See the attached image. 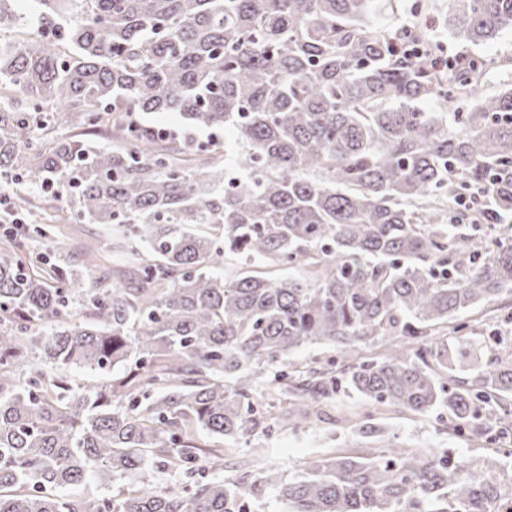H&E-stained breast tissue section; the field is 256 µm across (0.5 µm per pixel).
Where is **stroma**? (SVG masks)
Segmentation results:
<instances>
[{
	"mask_svg": "<svg viewBox=\"0 0 512 512\" xmlns=\"http://www.w3.org/2000/svg\"><path fill=\"white\" fill-rule=\"evenodd\" d=\"M428 19L431 34L440 41L449 56H479L503 62L512 58V31L501 33L486 44L475 46L451 33L448 27V0H403L398 12L380 9L372 22L383 30ZM503 308L496 317L487 318L486 306L475 307L462 319L464 327L449 332V348L469 347L480 363H488L489 337L512 338V295H502ZM320 421L286 427L277 423L262 434H243L225 451L224 478L253 481L262 469L275 470L288 478L304 471L315 459L327 455L381 457L388 449L412 452L445 453L480 464L485 457L496 458L493 476L502 487L512 489V438L493 435L474 436L450 433L451 417L441 408L424 415L383 409L357 395L341 391L328 399Z\"/></svg>",
	"mask_w": 512,
	"mask_h": 512,
	"instance_id": "1",
	"label": "stroma"
}]
</instances>
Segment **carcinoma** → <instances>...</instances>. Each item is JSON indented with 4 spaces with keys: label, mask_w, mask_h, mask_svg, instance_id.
Returning a JSON list of instances; mask_svg holds the SVG:
<instances>
[{
    "label": "carcinoma",
    "mask_w": 512,
    "mask_h": 512,
    "mask_svg": "<svg viewBox=\"0 0 512 512\" xmlns=\"http://www.w3.org/2000/svg\"><path fill=\"white\" fill-rule=\"evenodd\" d=\"M37 2L34 23L0 0V181L37 236L45 220L112 225L82 250L118 259L125 282L79 283L61 238L38 265L0 235V512H248L263 478L172 487L149 472H220L221 443L265 431L269 400L295 425L341 386L446 406L454 432H512V353L468 382L466 350L431 340L512 293V243L485 255L459 231L512 216V84L481 95L492 63L422 65L370 24L374 0ZM451 2L465 41L512 30V0ZM410 42L441 54L422 25ZM150 112L185 130L159 133ZM379 336L376 360L289 369L300 347L349 356ZM82 365L105 380L75 388ZM103 482L126 490L63 495ZM276 493L286 512H512L465 463L398 448L317 459Z\"/></svg>",
    "instance_id": "1"
}]
</instances>
